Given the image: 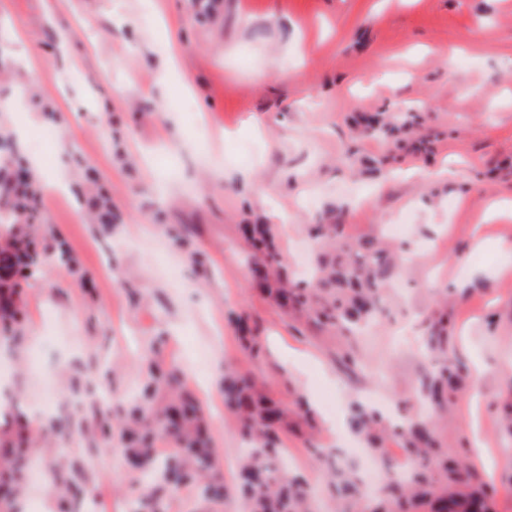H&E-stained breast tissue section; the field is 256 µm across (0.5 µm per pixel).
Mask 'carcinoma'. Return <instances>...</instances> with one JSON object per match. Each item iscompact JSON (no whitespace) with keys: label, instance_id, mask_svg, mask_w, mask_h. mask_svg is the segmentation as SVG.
<instances>
[{"label":"carcinoma","instance_id":"cac0c4a2","mask_svg":"<svg viewBox=\"0 0 512 512\" xmlns=\"http://www.w3.org/2000/svg\"><path fill=\"white\" fill-rule=\"evenodd\" d=\"M27 169L24 149L7 128H0V339L13 343L14 356H22L27 304L23 282L42 272L48 255L72 267L75 260L59 243H43L40 223L41 190ZM93 222L112 228V205L98 193L83 198ZM241 231L255 252L251 274L261 294L270 297L286 314L313 322L321 329L347 338L377 313L384 290L396 273L398 256L376 237H348L343 224H311L309 235L319 244L315 271L304 284L287 273L274 249L266 224H243ZM246 353H260L257 337L241 317L235 318ZM448 317H432L425 327V350L432 356L429 374L418 390L417 405L403 406V422L392 424L379 410L357 405L351 414L352 430L363 434L370 450L382 454L384 441L396 437L417 462L407 477L388 480L378 489L371 512H493L494 485L484 482L468 460L467 450L450 457L439 450L437 427L448 418L450 393L461 378V368L448 353ZM224 405L235 418L244 453L236 469L233 487L224 482L216 451L206 429L200 406L187 390L186 375L150 362L116 421L103 416L87 427L94 442L120 428L122 447L129 463L143 471L145 488L161 483L168 492L185 485L196 487L202 498L218 497L217 488L234 490L246 503L247 512H313L305 480L279 465L283 453L281 435L302 426L315 430L313 413L302 406L290 410L272 397L256 379L239 373L224 375ZM39 427L20 420L0 431V512H21L25 473L32 458L45 455L36 435ZM170 437L177 450L156 459L159 433ZM48 483L60 499L63 512H74L82 490L67 464L48 463ZM336 497V512H362L366 498L356 473L343 467L326 469Z\"/></svg>","mask_w":512,"mask_h":512}]
</instances>
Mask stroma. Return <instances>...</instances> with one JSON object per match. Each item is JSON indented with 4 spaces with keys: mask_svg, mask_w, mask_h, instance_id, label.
Instances as JSON below:
<instances>
[{
    "mask_svg": "<svg viewBox=\"0 0 512 512\" xmlns=\"http://www.w3.org/2000/svg\"><path fill=\"white\" fill-rule=\"evenodd\" d=\"M0 0V120L23 134L39 173L41 222L77 270L50 262L27 288L26 352L55 402L62 377L107 385L106 414L153 356L188 374L206 410L225 481L241 444L224 409V370L263 379L285 406L306 400L319 432L282 437L281 465L303 476L315 512H335L311 445L352 439L365 394L388 410L413 401L426 372L419 341L447 299L453 357L466 374L443 451L466 448L512 512V0ZM455 52L449 82L441 52ZM380 124L359 131L360 115ZM93 166L120 225L88 224L75 191ZM349 237L405 223L396 245L428 255L388 290V307L354 342L350 374L325 332L255 290L242 224H271L288 272L311 263L310 224ZM193 229L191 247L171 227ZM203 253L195 264L194 250ZM262 346L246 356L233 323ZM78 423L52 438L87 488L81 512H242L236 494L195 488L145 499L119 436L89 443Z\"/></svg>",
    "mask_w": 512,
    "mask_h": 512,
    "instance_id": "35a3bbf8",
    "label": "stroma"
}]
</instances>
